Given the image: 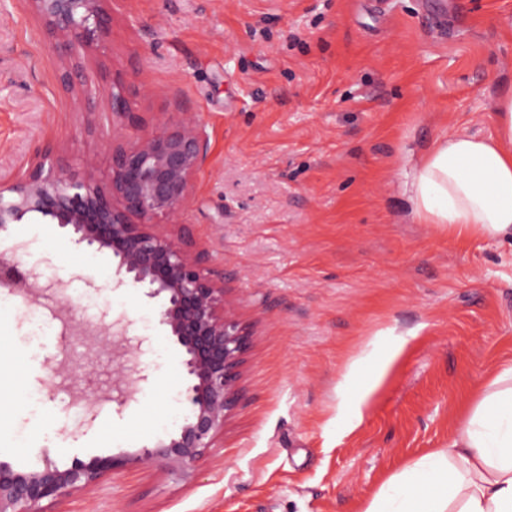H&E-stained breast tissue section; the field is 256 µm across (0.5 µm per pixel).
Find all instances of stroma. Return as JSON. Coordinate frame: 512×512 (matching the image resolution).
Masks as SVG:
<instances>
[{"label": "stroma", "mask_w": 512, "mask_h": 512, "mask_svg": "<svg viewBox=\"0 0 512 512\" xmlns=\"http://www.w3.org/2000/svg\"><path fill=\"white\" fill-rule=\"evenodd\" d=\"M126 73L142 132L187 110L209 154L188 229L224 301L251 332L239 404L220 448L178 480L129 466L44 512H358L378 487L444 447L462 403L512 358V245L420 223L404 182L451 129L491 133L512 91V0H115L103 54L83 73L106 111ZM60 59L22 5L0 14V166L56 147L73 171L110 166L106 126H90L60 88ZM34 236L81 301L103 284L107 252L30 220L0 232V253ZM80 311L131 320L152 380L124 408L92 416L72 398L112 390V346L78 376L72 336H32L22 303L0 308V460L133 452L175 433L187 412L183 352L138 288H105ZM388 337L376 340L379 330ZM375 343L350 381L348 360ZM360 400L362 416L338 413Z\"/></svg>", "instance_id": "obj_1"}]
</instances>
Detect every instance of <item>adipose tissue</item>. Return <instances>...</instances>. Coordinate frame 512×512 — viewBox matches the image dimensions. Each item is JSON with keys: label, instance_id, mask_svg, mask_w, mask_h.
Returning a JSON list of instances; mask_svg holds the SVG:
<instances>
[{"label": "adipose tissue", "instance_id": "ef3b65f1", "mask_svg": "<svg viewBox=\"0 0 512 512\" xmlns=\"http://www.w3.org/2000/svg\"><path fill=\"white\" fill-rule=\"evenodd\" d=\"M406 191L421 223L512 244V92L496 104L494 133L438 137ZM362 512H512V362L486 380L447 447L390 477Z\"/></svg>", "mask_w": 512, "mask_h": 512}]
</instances>
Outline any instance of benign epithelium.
Wrapping results in <instances>:
<instances>
[{
    "label": "benign epithelium",
    "instance_id": "obj_1",
    "mask_svg": "<svg viewBox=\"0 0 512 512\" xmlns=\"http://www.w3.org/2000/svg\"><path fill=\"white\" fill-rule=\"evenodd\" d=\"M110 0H24L42 23L46 40L70 53L61 85L82 112H98L95 90L79 75V59L105 48L110 32ZM112 127V163L106 178L92 159L73 174L55 158L52 148L18 172L0 171V231L23 219L48 221L72 228L75 242L98 252L108 250L116 261L108 285L145 290L160 301V323L183 349L189 411L179 432L133 453L75 459L61 467L50 456L34 470L20 471L0 461V512H43L41 503H54L78 491L95 488L106 476L129 464H160L175 476L186 475L214 448L224 423L240 399L239 380L250 347L248 328L224 306V282L202 267V255L190 241L176 242L153 229L155 220L176 224L193 202L196 174L208 157L209 138L200 119L173 112L150 133H138L127 79L112 75L108 111ZM25 245L0 254V287L29 307L43 292L58 297L57 315L73 329L75 305L62 288L63 280L46 279L28 264ZM132 321L112 319L103 311L99 335L119 339L130 359L114 369L116 398L122 408L148 382L141 361L144 340L127 336Z\"/></svg>",
    "mask_w": 512,
    "mask_h": 512
}]
</instances>
